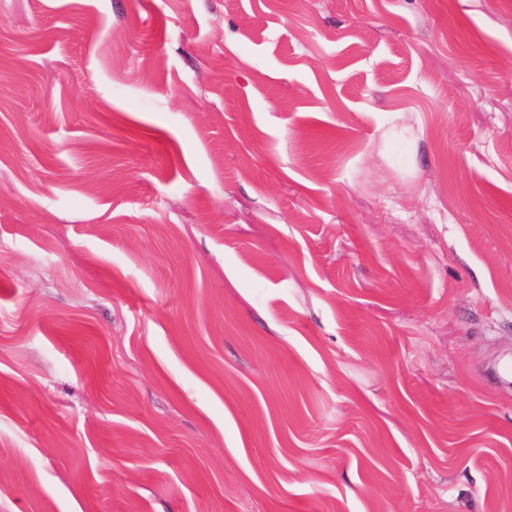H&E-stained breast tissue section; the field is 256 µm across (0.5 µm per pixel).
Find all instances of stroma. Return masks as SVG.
I'll return each mask as SVG.
<instances>
[{"mask_svg": "<svg viewBox=\"0 0 512 512\" xmlns=\"http://www.w3.org/2000/svg\"><path fill=\"white\" fill-rule=\"evenodd\" d=\"M512 0H0V512H512Z\"/></svg>", "mask_w": 512, "mask_h": 512, "instance_id": "stroma-1", "label": "stroma"}]
</instances>
